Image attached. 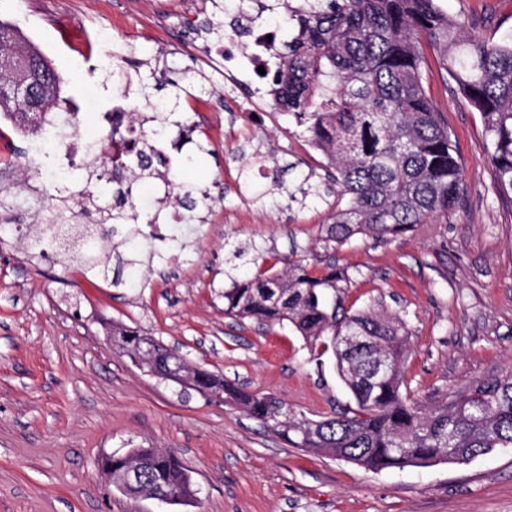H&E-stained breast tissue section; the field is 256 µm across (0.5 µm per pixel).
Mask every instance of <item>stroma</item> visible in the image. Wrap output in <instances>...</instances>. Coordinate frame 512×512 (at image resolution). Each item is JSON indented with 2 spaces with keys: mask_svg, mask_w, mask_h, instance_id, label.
I'll use <instances>...</instances> for the list:
<instances>
[{
  "mask_svg": "<svg viewBox=\"0 0 512 512\" xmlns=\"http://www.w3.org/2000/svg\"><path fill=\"white\" fill-rule=\"evenodd\" d=\"M473 19L472 35L512 34V0H441ZM0 0L63 79L61 95L84 98L73 46L61 23L113 28L136 57L182 80L183 67L210 76L181 109L199 125L197 164L184 180L215 200L178 247L188 265L156 255L166 222L122 253L101 252L118 285L85 273L71 253L31 255L32 217L0 233V512H154L115 490L101 458L131 448L173 452L201 500L168 512H512V449L462 465L373 471L288 446L245 412L142 372L108 342L122 325L177 347L190 362L247 391L271 394L317 416L354 406L331 361L291 328L259 327L224 313L225 241L256 243L273 257H310L312 271L347 270L346 305L383 303L409 332L404 394L421 404L512 368V206L500 199L476 112L437 60L425 85L464 170V195L446 217L406 234L323 242L338 200H289L304 178L325 179L327 160L268 94L228 82L238 63L215 65L188 24L211 16L212 0ZM221 90V104L210 93Z\"/></svg>",
  "mask_w": 512,
  "mask_h": 512,
  "instance_id": "obj_1",
  "label": "stroma"
}]
</instances>
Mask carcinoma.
Returning <instances> with one entry per match:
<instances>
[{"label": "carcinoma", "mask_w": 512, "mask_h": 512, "mask_svg": "<svg viewBox=\"0 0 512 512\" xmlns=\"http://www.w3.org/2000/svg\"><path fill=\"white\" fill-rule=\"evenodd\" d=\"M295 34L283 44L278 62L261 76L274 106L296 119L306 141L327 159V179L340 188L345 204L327 219L324 242L346 244L356 235L386 239L427 224L459 206L464 173L451 134L441 123L424 86L423 47L437 53L457 91L480 113L500 198L512 202V36L493 42L467 35L466 21L442 11L439 0H301L292 10ZM49 76L43 126L61 108V77L43 60ZM165 79L154 70L135 71L147 107L157 103L175 114L196 83ZM150 135L137 129L122 141L133 180L106 203L56 199L53 220L89 224L91 238L77 261L104 277L109 267L98 251L112 245L119 228L138 223L141 211L128 204L134 187L155 178L164 163L142 147ZM184 220H200L203 197L171 174ZM224 275V313L269 327L288 325L304 342L332 351L337 375L356 407L314 419L300 410L276 416L280 399L249 393L215 374L194 371L196 391L240 407L263 427L272 428L294 448H303L368 470L464 464L496 448H512V370L475 380L441 401L422 406L401 391L408 332L397 316L373 309L345 308L348 274L329 267L320 276L305 257L286 261V269L266 267L259 248L234 246ZM255 267L240 282L242 265ZM112 335L128 337L119 350L133 356L141 334L124 327ZM349 336L359 337L352 345ZM134 456L148 467L133 493H164L175 502L192 496L193 483L179 461L154 448ZM129 458L101 459L112 466V482L122 480Z\"/></svg>", "instance_id": "1"}]
</instances>
